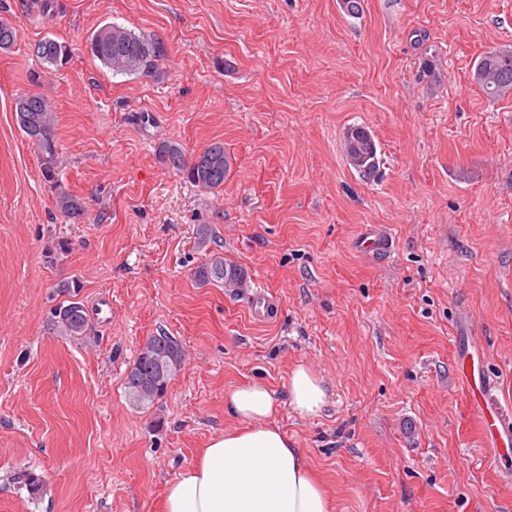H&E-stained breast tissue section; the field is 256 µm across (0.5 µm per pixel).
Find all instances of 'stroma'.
<instances>
[{
  "label": "stroma",
  "instance_id": "35a3bbf8",
  "mask_svg": "<svg viewBox=\"0 0 512 512\" xmlns=\"http://www.w3.org/2000/svg\"><path fill=\"white\" fill-rule=\"evenodd\" d=\"M0 0V512H163L168 483L237 420L231 387L288 396L298 363L332 403L278 423L335 512H512V465L492 462L456 358L477 351L512 409V95L489 101L472 66L512 49V0ZM108 23L159 42L153 76L113 75L87 43ZM50 36L69 60L43 64ZM56 116L47 182L17 96ZM373 134L363 179L343 132ZM223 142L205 191L160 163ZM85 201L81 223L55 187ZM392 239L359 251L366 226ZM248 288L198 286L209 253ZM63 282L71 292L60 291ZM274 302L253 316L251 295ZM112 300L82 338L52 309ZM166 333L185 363L153 408L125 373ZM42 480L31 492L28 475ZM34 47H37L34 53L43 63L56 68L66 64L70 55L69 48L64 43L51 37L40 40ZM361 129L363 126H350L344 132L345 155L349 165L354 168L364 179H371L377 175L379 170L378 149L374 140V149L361 136L352 135L351 139L346 137L349 130Z\"/></svg>",
  "mask_w": 512,
  "mask_h": 512
}]
</instances>
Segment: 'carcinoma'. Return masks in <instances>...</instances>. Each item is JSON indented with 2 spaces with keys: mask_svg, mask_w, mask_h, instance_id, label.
<instances>
[{
  "mask_svg": "<svg viewBox=\"0 0 512 512\" xmlns=\"http://www.w3.org/2000/svg\"><path fill=\"white\" fill-rule=\"evenodd\" d=\"M17 40L16 28L6 20H0V50L9 49ZM36 56L49 66L59 68L67 63L69 48L54 38L46 37L35 44ZM91 56L115 75L150 76L158 68L162 50L159 45L143 36L116 24H106L89 39ZM473 81L491 99L512 94V50H491L480 57L475 65ZM15 120L19 129L37 147L41 172L44 179L52 182L57 169V141L55 114L41 95L27 93L15 99ZM345 155L349 165L364 179H371L379 170L378 149L361 136L344 139ZM160 163L183 173L188 182L204 190H217L224 185V178L231 170V159L224 152V143L213 142L192 163L185 161L184 153L172 142H162L157 148ZM56 207L72 221L85 217V202L57 186ZM195 280L203 285L222 288H245L249 275L245 268L224 260V256L212 253L193 272ZM52 324L62 336H86L89 323L81 304L71 302L56 308ZM158 351L165 352L164 375L157 381V388L150 391L143 387L145 378L154 375L155 368L148 357ZM184 355L177 340L166 334L148 337L138 356L128 368L125 389L128 398L140 409L148 408L161 399L172 376L180 370Z\"/></svg>",
  "mask_w": 512,
  "mask_h": 512,
  "instance_id": "cac0c4a2",
  "label": "carcinoma"
}]
</instances>
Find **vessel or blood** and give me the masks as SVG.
I'll use <instances>...</instances> for the list:
<instances>
[{
	"label": "vessel or blood",
	"instance_id": "b4317fda",
	"mask_svg": "<svg viewBox=\"0 0 512 512\" xmlns=\"http://www.w3.org/2000/svg\"><path fill=\"white\" fill-rule=\"evenodd\" d=\"M387 245L385 231L376 226L366 228L359 243L360 249L368 254L385 251ZM458 372L479 416L491 460H507L512 456V411L502 406L485 383L477 382L472 354L460 357Z\"/></svg>",
	"mask_w": 512,
	"mask_h": 512
}]
</instances>
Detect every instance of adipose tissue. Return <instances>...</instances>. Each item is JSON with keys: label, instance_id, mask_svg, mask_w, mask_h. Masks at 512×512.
<instances>
[{"label": "adipose tissue", "instance_id": "1", "mask_svg": "<svg viewBox=\"0 0 512 512\" xmlns=\"http://www.w3.org/2000/svg\"><path fill=\"white\" fill-rule=\"evenodd\" d=\"M288 398L298 416L312 417L331 394L298 364L288 376ZM224 403L238 427L212 439L200 462L168 484L164 512H334L304 452L276 422L284 403L274 391L240 385L226 391Z\"/></svg>", "mask_w": 512, "mask_h": 512}]
</instances>
